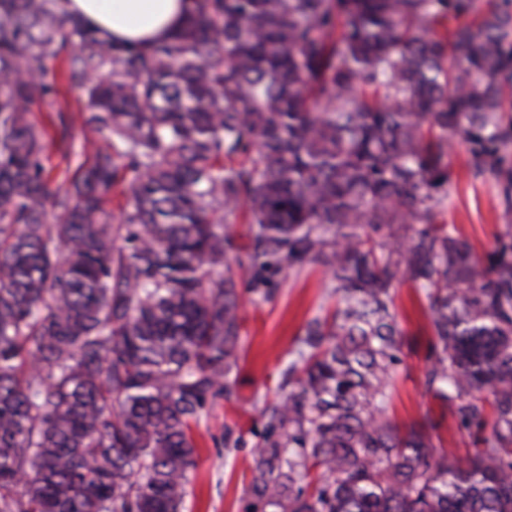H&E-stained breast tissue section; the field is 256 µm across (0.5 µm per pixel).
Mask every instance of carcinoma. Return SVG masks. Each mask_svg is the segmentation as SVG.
I'll use <instances>...</instances> for the list:
<instances>
[{"mask_svg": "<svg viewBox=\"0 0 512 512\" xmlns=\"http://www.w3.org/2000/svg\"><path fill=\"white\" fill-rule=\"evenodd\" d=\"M60 2L0 0V512H184L194 427L236 397L241 274L269 299L314 265L336 308L261 411L249 512H512L508 7L192 0L142 51ZM70 90L80 124L31 118ZM50 127L104 138L62 184ZM458 142L506 227L481 255L444 222ZM402 283L438 419L388 413Z\"/></svg>", "mask_w": 512, "mask_h": 512, "instance_id": "obj_1", "label": "carcinoma"}]
</instances>
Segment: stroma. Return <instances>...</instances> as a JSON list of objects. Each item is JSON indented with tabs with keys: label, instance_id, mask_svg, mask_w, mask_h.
I'll use <instances>...</instances> for the list:
<instances>
[{
	"label": "stroma",
	"instance_id": "35a3bbf8",
	"mask_svg": "<svg viewBox=\"0 0 512 512\" xmlns=\"http://www.w3.org/2000/svg\"><path fill=\"white\" fill-rule=\"evenodd\" d=\"M449 162L454 181L444 219L451 231L468 238L476 251L487 250L495 235L504 229L496 191L469 179L463 145H456ZM278 282L273 300H263L255 292L246 293L243 298L239 361L232 372L237 397L218 405L194 430L198 458L185 512H244L243 491L262 441L260 412L282 395V373L298 357L296 337L302 326L336 303L323 267L284 274ZM396 306L413 349L405 354L398 368L389 413L397 420L409 421L438 411L439 404L426 394L424 387L429 338L427 300L423 292L404 284L397 289ZM228 434L233 437L229 443L224 440Z\"/></svg>",
	"mask_w": 512,
	"mask_h": 512
}]
</instances>
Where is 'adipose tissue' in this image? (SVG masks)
<instances>
[{"label": "adipose tissue", "mask_w": 512, "mask_h": 512, "mask_svg": "<svg viewBox=\"0 0 512 512\" xmlns=\"http://www.w3.org/2000/svg\"><path fill=\"white\" fill-rule=\"evenodd\" d=\"M191 6V0H66L71 15L144 50L178 28Z\"/></svg>", "instance_id": "adipose-tissue-1"}]
</instances>
